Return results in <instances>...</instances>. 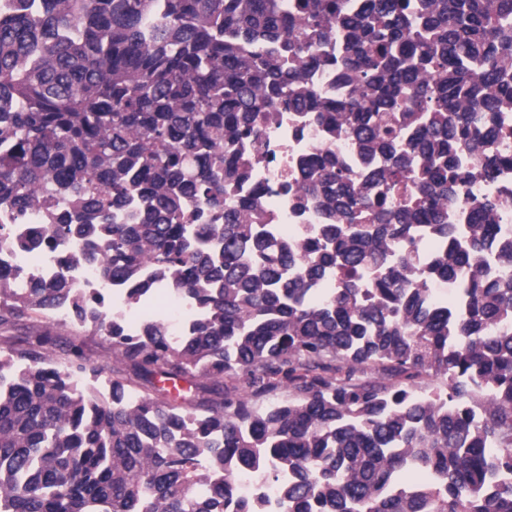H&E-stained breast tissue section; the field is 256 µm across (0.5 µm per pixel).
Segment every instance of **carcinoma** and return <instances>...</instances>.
Wrapping results in <instances>:
<instances>
[{
	"mask_svg": "<svg viewBox=\"0 0 512 512\" xmlns=\"http://www.w3.org/2000/svg\"><path fill=\"white\" fill-rule=\"evenodd\" d=\"M323 61L348 95L308 85ZM276 106L360 161L300 159L326 223L294 239L248 183ZM511 108L512 0L0 4V203L53 220L23 245L77 244L128 302L195 307L177 339L162 319L130 334L68 273L20 293L0 268V512H512V195L469 191L512 167L493 150ZM421 233L440 249L420 256ZM60 305L99 359L17 333Z\"/></svg>",
	"mask_w": 512,
	"mask_h": 512,
	"instance_id": "obj_1",
	"label": "carcinoma"
}]
</instances>
